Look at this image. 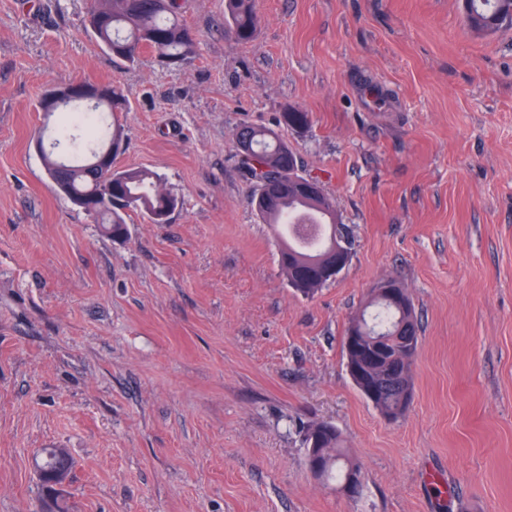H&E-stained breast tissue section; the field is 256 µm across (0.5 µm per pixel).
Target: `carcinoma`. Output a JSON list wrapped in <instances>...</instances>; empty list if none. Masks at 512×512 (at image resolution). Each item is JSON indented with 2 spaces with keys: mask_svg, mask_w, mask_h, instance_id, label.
I'll use <instances>...</instances> for the list:
<instances>
[{
  "mask_svg": "<svg viewBox=\"0 0 512 512\" xmlns=\"http://www.w3.org/2000/svg\"><path fill=\"white\" fill-rule=\"evenodd\" d=\"M86 26L116 63L132 65L143 50L149 49L161 64L179 67L195 55L198 33L184 23L181 0H93ZM466 26L477 33L491 35L506 25H512V0H463ZM256 16L253 0H226L224 30L238 42H248L255 34ZM95 105L81 110L78 100L67 103L60 111L66 121L85 126L91 148L80 162H58L53 153L41 154L48 172L58 174L55 181L65 183L59 191L66 199L70 192L82 194L94 201L97 210L84 214L102 227L105 234L117 239L129 234L126 215L130 211L147 216L157 223L163 209L174 210L177 198L166 191L160 177L145 168H125L112 171V180L94 165L96 155L108 145H124V125L116 113L123 111L126 99L113 84L102 86L94 98ZM236 139L249 144V152L240 156L239 164L251 187V203L266 224L285 228L279 247V264L288 284L304 296L315 294L329 283L323 269L308 264L314 256L324 254L332 244L351 248L349 231L336 222L332 202L325 194L312 198L293 182L299 176V159L288 143L271 129L241 125ZM368 306L375 308V318L368 324L375 331L369 341L354 351H345L360 370L358 390H376L375 405L380 412L393 411L401 402V393L394 386L390 371L400 370L406 385H411L408 359L415 356L419 341V326L409 295H404V308L385 303L374 296ZM344 440L331 423L309 427L304 435L306 448H315L323 467L322 479L341 484L350 475L360 473V467L344 450ZM71 465L53 448L42 449L37 467L50 473Z\"/></svg>",
  "mask_w": 512,
  "mask_h": 512,
  "instance_id": "1",
  "label": "carcinoma"
}]
</instances>
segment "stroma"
I'll list each match as a JSON object with an SVG mask.
<instances>
[{
  "mask_svg": "<svg viewBox=\"0 0 512 512\" xmlns=\"http://www.w3.org/2000/svg\"><path fill=\"white\" fill-rule=\"evenodd\" d=\"M92 0H0V512H41L33 461H74L68 512H512V29L460 0H184L178 68L114 63ZM117 84L123 168L179 204L112 240L59 195L32 140L54 87ZM306 113L303 127L288 111ZM287 141L352 235L311 297L250 203L241 124ZM420 324L391 420L343 343L382 282ZM328 422L361 466L351 498L310 472ZM224 30L238 42H248L255 34L256 16L253 0H226Z\"/></svg>",
  "mask_w": 512,
  "mask_h": 512,
  "instance_id": "1",
  "label": "stroma"
}]
</instances>
